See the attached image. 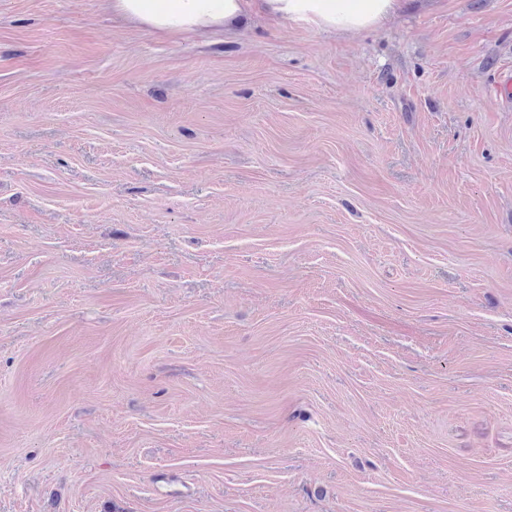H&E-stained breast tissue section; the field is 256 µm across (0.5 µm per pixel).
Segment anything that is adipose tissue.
<instances>
[{"instance_id":"obj_1","label":"adipose tissue","mask_w":512,"mask_h":512,"mask_svg":"<svg viewBox=\"0 0 512 512\" xmlns=\"http://www.w3.org/2000/svg\"><path fill=\"white\" fill-rule=\"evenodd\" d=\"M118 18L170 36L237 25L249 10L340 34L375 29L398 13L401 0H111Z\"/></svg>"}]
</instances>
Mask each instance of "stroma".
<instances>
[{"label":"stroma","mask_w":512,"mask_h":512,"mask_svg":"<svg viewBox=\"0 0 512 512\" xmlns=\"http://www.w3.org/2000/svg\"><path fill=\"white\" fill-rule=\"evenodd\" d=\"M511 69L0 0V512H512Z\"/></svg>","instance_id":"35a3bbf8"}]
</instances>
